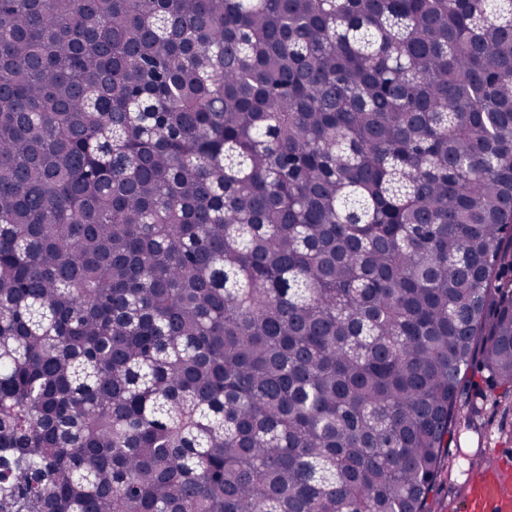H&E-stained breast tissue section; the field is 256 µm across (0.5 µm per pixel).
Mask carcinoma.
Instances as JSON below:
<instances>
[{
	"label": "carcinoma",
	"mask_w": 512,
	"mask_h": 512,
	"mask_svg": "<svg viewBox=\"0 0 512 512\" xmlns=\"http://www.w3.org/2000/svg\"><path fill=\"white\" fill-rule=\"evenodd\" d=\"M512 390V0H0V512H431Z\"/></svg>",
	"instance_id": "carcinoma-1"
}]
</instances>
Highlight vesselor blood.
<instances>
[{
    "instance_id": "obj_1",
    "label": "vessel or blood",
    "mask_w": 512,
    "mask_h": 512,
    "mask_svg": "<svg viewBox=\"0 0 512 512\" xmlns=\"http://www.w3.org/2000/svg\"><path fill=\"white\" fill-rule=\"evenodd\" d=\"M466 512H512V454L501 451L469 479Z\"/></svg>"
}]
</instances>
